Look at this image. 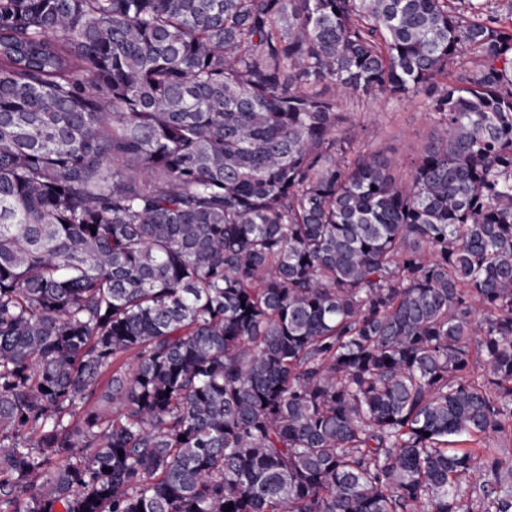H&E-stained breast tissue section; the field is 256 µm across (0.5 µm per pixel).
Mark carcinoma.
<instances>
[{
	"label": "carcinoma",
	"instance_id": "1",
	"mask_svg": "<svg viewBox=\"0 0 512 512\" xmlns=\"http://www.w3.org/2000/svg\"><path fill=\"white\" fill-rule=\"evenodd\" d=\"M488 2L0 0V512H512ZM342 112H351L361 130L360 146L374 150L381 144L391 148L393 172L407 176L411 160L429 142L433 125L426 115L422 97L394 100L347 99Z\"/></svg>",
	"mask_w": 512,
	"mask_h": 512
}]
</instances>
